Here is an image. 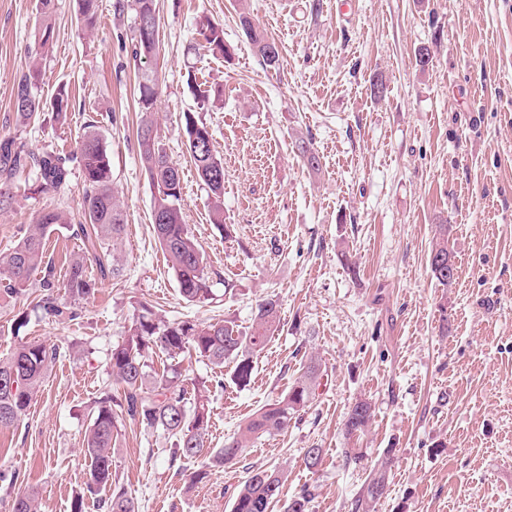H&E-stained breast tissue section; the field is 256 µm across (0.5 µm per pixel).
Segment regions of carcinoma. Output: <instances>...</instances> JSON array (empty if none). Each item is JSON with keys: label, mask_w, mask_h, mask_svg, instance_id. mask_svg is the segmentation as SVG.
Masks as SVG:
<instances>
[{"label": "carcinoma", "mask_w": 512, "mask_h": 512, "mask_svg": "<svg viewBox=\"0 0 512 512\" xmlns=\"http://www.w3.org/2000/svg\"><path fill=\"white\" fill-rule=\"evenodd\" d=\"M52 0H39L42 23L38 29V47L44 49L52 35L48 22ZM97 0H80L82 27L96 25ZM124 8L132 18L146 15L153 19V33L139 36L133 48L134 58L142 61L157 54L159 49V19L155 0H127ZM244 33L264 65L274 67L279 56L266 55L271 40L250 20L240 19ZM197 30L204 48L214 55L224 56V29L204 16L197 21ZM39 71L30 67L20 73L14 90L17 124L27 125L41 118L49 109L62 117L70 108L69 94L61 89L49 101L38 91ZM138 104L142 112L153 111L158 95L154 74L145 70L140 75ZM183 131L187 149L195 168L215 199L224 194V163L214 152L211 134L206 124L194 112L183 113ZM141 163L154 189L152 228L173 271L180 295L188 302L207 300L212 294L205 273V258L185 224L182 212L181 178L178 168L169 160L154 122L142 119L137 128ZM78 164L84 182L83 224L71 223L67 213L52 210L29 224L13 249L0 254V287L6 294H19L29 283L39 279L42 294L37 302L43 312L55 319L72 320L78 315L81 302L94 294L96 280L86 273L92 260L102 278H115L120 269L110 260L109 249H117L126 228L124 211L112 192V172L108 154L93 130L83 134L73 153H35L14 136L0 139V211L13 203L11 181L18 174L35 171L45 191L60 192L68 188L73 164ZM64 227L81 240L82 251L71 260L64 294L56 293L55 269L46 260L47 237ZM447 241L438 242L430 255L431 273L443 285L454 280L446 266H438L440 257L448 258ZM280 324L278 303L266 298L258 304L251 329L246 331L231 320L206 326L189 321L168 323L159 319L151 307L142 304L133 318L122 342L112 348L110 368L113 378L122 386L121 398L108 392L98 401L84 435L89 469L83 490L71 503V512H84L85 501L97 504L100 512H138V505L112 477V453L118 436L119 421L125 417L140 422L146 428H160L171 438L172 459L196 458L206 448L211 421L209 399L193 387L194 398L180 380L178 369L171 374L151 375L148 358L159 350L169 356L195 353L212 365L222 368L232 363L231 381L244 388L251 381L253 356L263 349L269 336ZM56 345L29 342L19 345L11 354L0 359V428L17 424L36 396L51 364L59 357ZM320 377V367L310 360L302 368L288 391L278 400L253 413L240 429L237 438L214 455L217 463L230 464L242 453L253 438L280 432L312 400ZM374 416V406L368 399H359L349 408L344 420V432L352 438L364 432ZM389 459L375 465L364 493L355 501V512H372L373 504L384 494L389 472ZM284 471L257 468L250 472L239 487L231 512H269L280 501ZM313 492L304 487L292 498L282 502V512H310ZM11 512H41L37 489L18 492L12 499Z\"/></svg>", "instance_id": "1"}]
</instances>
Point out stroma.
Segmentation results:
<instances>
[{
	"label": "stroma",
	"mask_w": 512,
	"mask_h": 512,
	"mask_svg": "<svg viewBox=\"0 0 512 512\" xmlns=\"http://www.w3.org/2000/svg\"><path fill=\"white\" fill-rule=\"evenodd\" d=\"M38 0H0V137L20 134L37 153L75 150L87 126L100 135L126 230L122 272L96 278L75 320L58 322L31 283L0 293V356L39 341L59 346L22 420L0 428V512L19 488L39 490L43 512H70L86 480L83 436L104 392L120 394L109 358L140 303L168 321L250 326L274 297L280 325L254 357L249 386H216L207 360L154 354L160 373L206 382L208 445L219 451L263 405L283 395L309 358L321 364L315 395L287 430L249 443L237 463L190 484L204 458L172 460L159 429L124 420L112 473L139 512H231L256 467L277 466L282 499L314 491L310 512H354L378 462L392 456L376 512H512V0H156L158 134L182 182L183 217L205 255L213 298L184 300L151 225L154 190L139 158L140 69L129 12L99 0L84 32L77 0H55L52 38L38 61L40 91L69 92L66 120L18 128L16 78L33 61ZM279 46L263 65L240 13ZM224 29L229 57L188 53L196 21ZM430 61L419 66L420 49ZM380 76L384 99L370 95ZM222 95L201 106L200 89ZM198 113L224 162V227L185 146L182 116ZM319 159L310 168L296 140ZM0 212V251L26 225L65 203L80 220L83 177L64 193L42 192L34 171ZM456 264L451 285L429 267L440 229ZM349 251V272L340 260ZM370 399L374 418L345 438L348 406ZM322 451L309 471L306 449ZM359 449L358 464L344 451Z\"/></svg>",
	"instance_id": "stroma-1"
}]
</instances>
